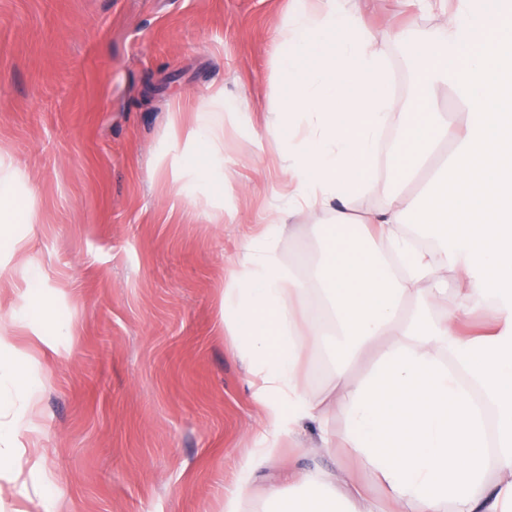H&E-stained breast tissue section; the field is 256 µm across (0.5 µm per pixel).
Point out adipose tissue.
<instances>
[{"label": "adipose tissue", "mask_w": 512, "mask_h": 512, "mask_svg": "<svg viewBox=\"0 0 512 512\" xmlns=\"http://www.w3.org/2000/svg\"><path fill=\"white\" fill-rule=\"evenodd\" d=\"M395 38L414 47L427 88L456 90L464 126L453 128L431 97L395 113L388 59L348 0H295L273 32L263 134L279 147L285 183L261 234L243 242L222 297L224 326L268 424L224 512H240L282 434L333 414L345 435L322 430L320 448L343 443L386 499L413 512H512V16L462 0L443 24ZM234 113L220 90L198 106L185 152L171 162L174 178L191 173L223 196L219 156ZM391 127L397 136L386 147ZM447 142L454 150L426 190L403 193ZM378 169L395 190L380 209L358 213ZM299 214L313 216L306 230L320 244L308 279L278 254ZM413 224L428 227L437 248L417 247ZM444 269L463 292L449 294ZM479 306L492 324L466 335L461 325ZM382 337L371 372L350 377L351 361ZM308 341L332 365L327 393L307 389ZM3 376L13 390L0 393V441L17 434L13 410L35 405L16 348L0 345ZM287 481L291 495L266 489L275 512H375L361 482L336 466L292 470Z\"/></svg>", "instance_id": "obj_1"}]
</instances>
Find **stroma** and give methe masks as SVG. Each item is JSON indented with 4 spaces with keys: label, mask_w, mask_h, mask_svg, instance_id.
<instances>
[{
    "label": "stroma",
    "mask_w": 512,
    "mask_h": 512,
    "mask_svg": "<svg viewBox=\"0 0 512 512\" xmlns=\"http://www.w3.org/2000/svg\"><path fill=\"white\" fill-rule=\"evenodd\" d=\"M291 0H0V179L18 213L0 243V340L21 353L36 404L17 418L21 468L0 472V512H222L265 415L224 329L221 299L276 174L257 141L269 51ZM395 0L366 21L395 100L421 86L393 32ZM249 112L224 130L223 197L172 190L157 157L215 89ZM283 264L308 276L317 242L294 225ZM49 300L36 315L25 294ZM319 423L258 472L241 512L313 453Z\"/></svg>",
    "instance_id": "stroma-1"
}]
</instances>
